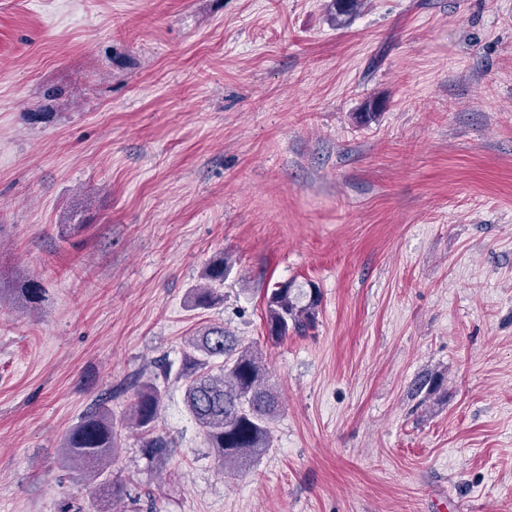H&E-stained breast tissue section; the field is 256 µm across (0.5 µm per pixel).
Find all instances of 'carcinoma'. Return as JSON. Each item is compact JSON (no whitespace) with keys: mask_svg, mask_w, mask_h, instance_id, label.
Wrapping results in <instances>:
<instances>
[{"mask_svg":"<svg viewBox=\"0 0 512 512\" xmlns=\"http://www.w3.org/2000/svg\"><path fill=\"white\" fill-rule=\"evenodd\" d=\"M232 264L225 257L209 262L203 283L193 289L192 304L206 308L217 298L215 285L224 283ZM321 303L313 284L299 288L278 283L264 294L267 340L280 343L304 336L315 327ZM169 373L164 366L135 385L131 403L118 420L98 398L66 437V454L77 468L89 469L98 481L93 512H111V502L124 493L112 478V457L122 428L143 438L152 458L169 454L170 442L155 432V422L168 397ZM179 378L184 381L187 412L202 429L219 467L236 473L257 462L270 445L273 422L281 412L280 394L270 382L258 349L244 345L221 326L208 327L185 340Z\"/></svg>","mask_w":512,"mask_h":512,"instance_id":"obj_1","label":"carcinoma"}]
</instances>
